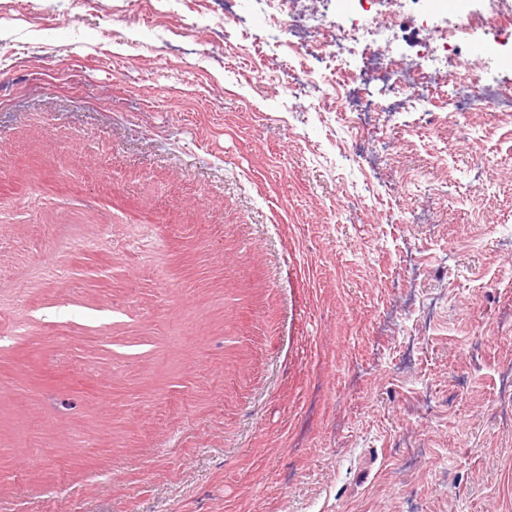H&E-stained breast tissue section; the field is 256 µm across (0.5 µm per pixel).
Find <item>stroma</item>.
I'll return each instance as SVG.
<instances>
[{
	"label": "stroma",
	"instance_id": "stroma-1",
	"mask_svg": "<svg viewBox=\"0 0 512 512\" xmlns=\"http://www.w3.org/2000/svg\"><path fill=\"white\" fill-rule=\"evenodd\" d=\"M224 2L0 0V512H512V112L352 129Z\"/></svg>",
	"mask_w": 512,
	"mask_h": 512
}]
</instances>
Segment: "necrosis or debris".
<instances>
[{"mask_svg":"<svg viewBox=\"0 0 512 512\" xmlns=\"http://www.w3.org/2000/svg\"><path fill=\"white\" fill-rule=\"evenodd\" d=\"M390 2V21L384 26L355 22L334 29L324 15L312 16L311 26L324 30L326 36L312 41L301 52L300 64L292 67L294 91L320 101L331 91L339 96L348 93L354 100L355 115L379 112V103L354 87V72L345 61L358 52L370 53L374 47L398 36L402 0ZM488 2L485 12L435 29L429 40L421 43V59L412 66H405L400 55L390 52L382 55V66L393 76L387 92L399 98L404 109L415 112L438 109L456 113L466 111L470 97L484 79V63L475 57L465 73L449 72L448 50L461 46L478 28H493L504 34L512 32V11L500 9V0Z\"/></svg>","mask_w":512,"mask_h":512,"instance_id":"necrosis-or-debris-1","label":"necrosis or debris"}]
</instances>
